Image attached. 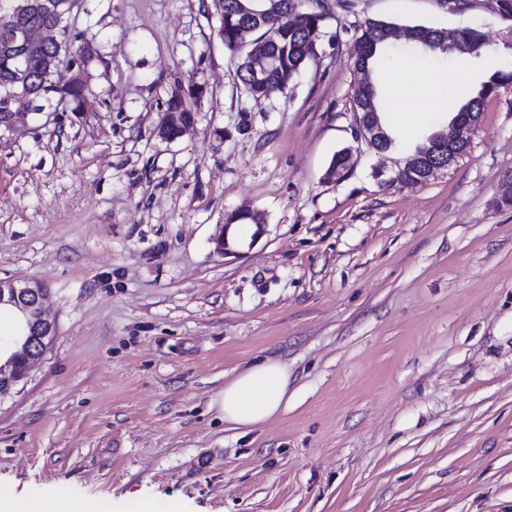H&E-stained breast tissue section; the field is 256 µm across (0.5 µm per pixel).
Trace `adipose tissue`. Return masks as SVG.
I'll use <instances>...</instances> for the list:
<instances>
[{
  "label": "adipose tissue",
  "instance_id": "obj_1",
  "mask_svg": "<svg viewBox=\"0 0 512 512\" xmlns=\"http://www.w3.org/2000/svg\"><path fill=\"white\" fill-rule=\"evenodd\" d=\"M402 71L410 76L432 98L450 102L456 91L444 80L430 59L410 54L401 62ZM291 374L287 363L266 357L237 370L225 382L219 398V411L229 428L242 432L257 429L269 419L287 411L292 400L288 396Z\"/></svg>",
  "mask_w": 512,
  "mask_h": 512
}]
</instances>
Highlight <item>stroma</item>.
<instances>
[{"label":"stroma","instance_id":"35a3bbf8","mask_svg":"<svg viewBox=\"0 0 512 512\" xmlns=\"http://www.w3.org/2000/svg\"><path fill=\"white\" fill-rule=\"evenodd\" d=\"M325 15L284 90L240 89L212 0H79L87 105L0 127V280L42 283L56 335L0 401V499L72 512H512V84L426 183L358 144L356 25L472 28L512 70L496 0H299ZM480 86L479 55L438 57ZM193 122L159 136L170 99ZM387 123L404 154L451 109ZM353 148L341 179L325 172ZM259 212L261 234L227 228ZM227 230L229 251L213 239ZM272 356L288 411L243 434L216 401ZM68 497L66 493L58 491L56 494L46 496L41 502L33 507L25 502H16L8 500L4 503L0 502L1 512H66ZM97 510L99 512H186L182 510V506L179 504H169L165 507H160L149 501L126 502L121 510L114 508L113 501L112 503L103 501Z\"/></svg>","mask_w":512,"mask_h":512}]
</instances>
